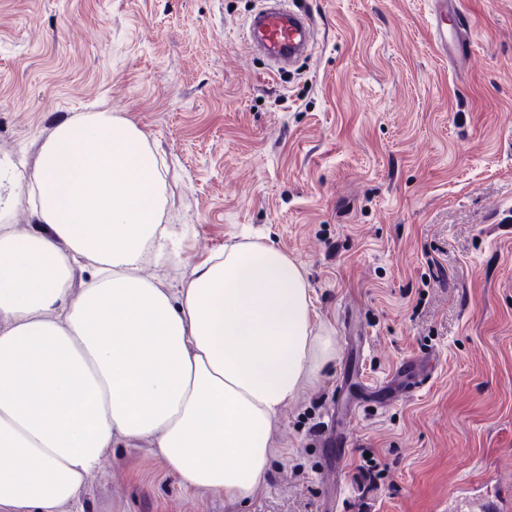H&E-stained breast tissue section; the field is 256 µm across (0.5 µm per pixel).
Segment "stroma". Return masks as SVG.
Instances as JSON below:
<instances>
[{
    "mask_svg": "<svg viewBox=\"0 0 512 512\" xmlns=\"http://www.w3.org/2000/svg\"><path fill=\"white\" fill-rule=\"evenodd\" d=\"M292 2L314 50L273 74L244 37L259 0H0V161L33 177L57 123L119 114L168 169L167 283L249 232L303 268L335 345L273 424L262 493L233 509L121 447L76 512L512 502V0H462L466 64L433 47L429 0ZM423 356L416 387L396 367ZM331 422L351 432L340 459Z\"/></svg>",
    "mask_w": 512,
    "mask_h": 512,
    "instance_id": "35a3bbf8",
    "label": "stroma"
}]
</instances>
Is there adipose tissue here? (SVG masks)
Wrapping results in <instances>:
<instances>
[{"label":"adipose tissue","mask_w":512,"mask_h":512,"mask_svg":"<svg viewBox=\"0 0 512 512\" xmlns=\"http://www.w3.org/2000/svg\"><path fill=\"white\" fill-rule=\"evenodd\" d=\"M22 179L0 172V512H64L109 450L142 443L186 489L254 497L274 418L334 352L301 266L248 241L176 288L143 275L179 256L163 167L105 110L40 145L23 230Z\"/></svg>","instance_id":"ef3b65f1"}]
</instances>
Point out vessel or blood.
Here are the masks:
<instances>
[{
    "instance_id": "1",
    "label": "vessel or blood",
    "mask_w": 512,
    "mask_h": 512,
    "mask_svg": "<svg viewBox=\"0 0 512 512\" xmlns=\"http://www.w3.org/2000/svg\"><path fill=\"white\" fill-rule=\"evenodd\" d=\"M433 33L440 49L466 46L469 29L455 0H433ZM245 36L277 71L308 55L315 41L310 19L292 8L288 0H261L247 23Z\"/></svg>"
}]
</instances>
